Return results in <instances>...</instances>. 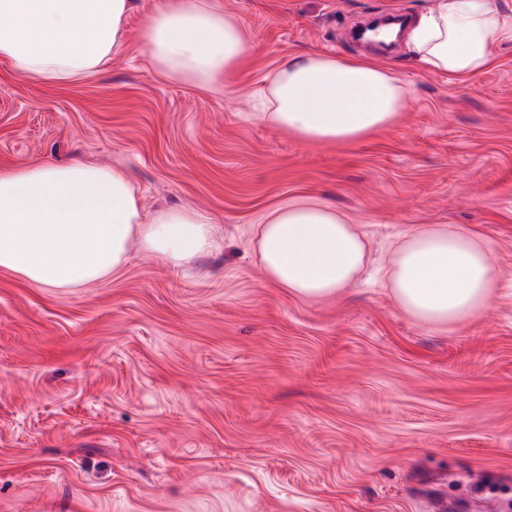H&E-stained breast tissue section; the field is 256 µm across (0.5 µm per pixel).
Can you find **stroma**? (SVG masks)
<instances>
[{
    "mask_svg": "<svg viewBox=\"0 0 512 512\" xmlns=\"http://www.w3.org/2000/svg\"><path fill=\"white\" fill-rule=\"evenodd\" d=\"M135 0L117 56L61 84L0 60V167L124 170L143 217L190 206L220 251L170 266L131 248L85 288L0 270V512H504L512 503V47L459 81L352 27L434 0H218L254 34L229 91L163 76ZM376 60L411 104L353 143H305L255 117L289 55ZM314 198L368 241V272L311 301L265 277L247 241ZM422 224L485 238L500 291L429 327L382 275Z\"/></svg>",
    "mask_w": 512,
    "mask_h": 512,
    "instance_id": "35a3bbf8",
    "label": "stroma"
}]
</instances>
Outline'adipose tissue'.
Returning a JSON list of instances; mask_svg holds the SVG:
<instances>
[{
  "instance_id": "1",
  "label": "adipose tissue",
  "mask_w": 512,
  "mask_h": 512,
  "mask_svg": "<svg viewBox=\"0 0 512 512\" xmlns=\"http://www.w3.org/2000/svg\"><path fill=\"white\" fill-rule=\"evenodd\" d=\"M132 0H0V57L26 78L64 83L103 70L120 49ZM141 39L167 77L231 79L253 35L213 0H163ZM427 71L476 78L512 44V10L496 0H436L406 32ZM260 119L304 142H352L410 105L399 76L367 58L284 57L264 79ZM179 266L212 253L209 216L189 206L141 222L139 194L118 169L81 162L0 168V270L43 288H81L118 271L132 245ZM267 279L303 299L337 295L359 276L366 242L336 208L302 200L269 211L248 243ZM390 295L429 326L475 317L498 285L488 243L456 224L405 234L387 267Z\"/></svg>"
}]
</instances>
